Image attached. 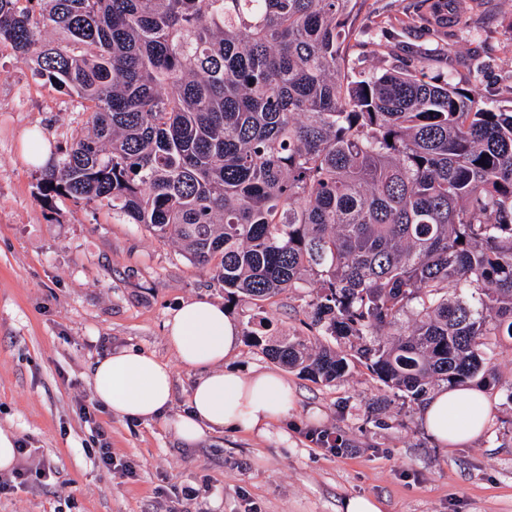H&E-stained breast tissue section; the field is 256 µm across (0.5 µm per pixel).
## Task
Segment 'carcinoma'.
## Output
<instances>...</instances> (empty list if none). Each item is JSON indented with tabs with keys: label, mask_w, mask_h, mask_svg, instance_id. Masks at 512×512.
<instances>
[{
	"label": "carcinoma",
	"mask_w": 512,
	"mask_h": 512,
	"mask_svg": "<svg viewBox=\"0 0 512 512\" xmlns=\"http://www.w3.org/2000/svg\"><path fill=\"white\" fill-rule=\"evenodd\" d=\"M352 2L0 0V47L90 113L42 196L177 240L229 299L316 276L312 322L349 351L248 333L315 383L357 362L413 404L434 381L512 402L489 356L512 346V109L423 57L351 75Z\"/></svg>",
	"instance_id": "obj_1"
}]
</instances>
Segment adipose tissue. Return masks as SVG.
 I'll return each mask as SVG.
<instances>
[{
	"instance_id": "obj_1",
	"label": "adipose tissue",
	"mask_w": 512,
	"mask_h": 512,
	"mask_svg": "<svg viewBox=\"0 0 512 512\" xmlns=\"http://www.w3.org/2000/svg\"><path fill=\"white\" fill-rule=\"evenodd\" d=\"M166 338L180 362L199 373L187 409L175 423L186 443L216 429L262 434L287 416L292 392L283 378L265 371L245 375L225 369L239 336L221 305L201 299L182 303L166 322ZM91 379L96 402L129 419L162 417L172 401L173 376L168 365L133 347L96 360ZM490 413L484 393L476 388L435 391L421 410L427 432L443 446L476 440Z\"/></svg>"
}]
</instances>
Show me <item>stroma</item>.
Returning a JSON list of instances; mask_svg holds the SVG:
<instances>
[{
  "instance_id": "stroma-1",
  "label": "stroma",
  "mask_w": 512,
  "mask_h": 512,
  "mask_svg": "<svg viewBox=\"0 0 512 512\" xmlns=\"http://www.w3.org/2000/svg\"><path fill=\"white\" fill-rule=\"evenodd\" d=\"M418 2L357 0L342 46L347 66L368 72L420 54L429 76L477 89L488 105L512 106V0H454L467 20L460 29L440 26ZM87 120L76 100L0 50V428L29 449L17 461L25 480L0 471V482L11 483L0 512H341L355 495L381 499L386 512H512V402L499 388L485 392L492 413L482 436L443 448L420 407L404 406L365 367L333 385L315 383L244 339L227 366L279 373L293 393L287 425L185 443L174 424L196 374L167 344L172 311L194 298L227 303L244 335L317 346L308 307L316 290L228 303L211 270L177 243L113 219L107 206L44 199L41 169L23 151L28 133L42 134L53 163L88 134ZM122 347L169 365L172 405L143 422L99 407L87 424L78 406L94 400L91 368ZM98 425L114 460L134 463L133 476L99 466ZM325 429L348 440L345 453L311 441L310 431Z\"/></svg>"
}]
</instances>
